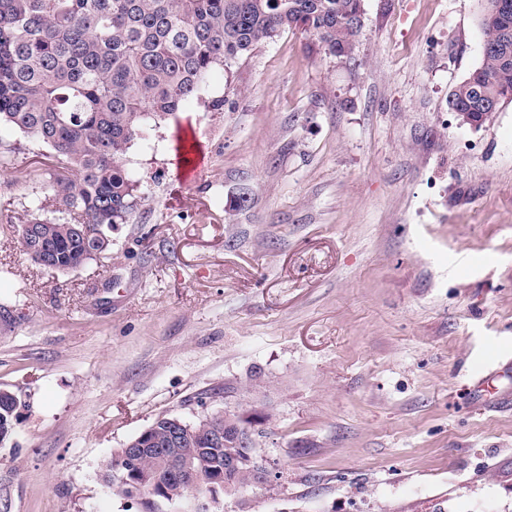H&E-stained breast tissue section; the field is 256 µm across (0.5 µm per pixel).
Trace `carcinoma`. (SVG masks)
<instances>
[{
  "instance_id": "obj_1",
  "label": "carcinoma",
  "mask_w": 512,
  "mask_h": 512,
  "mask_svg": "<svg viewBox=\"0 0 512 512\" xmlns=\"http://www.w3.org/2000/svg\"><path fill=\"white\" fill-rule=\"evenodd\" d=\"M483 58L448 96V111L464 112L480 127L512 101V0H481ZM362 0H0V124L51 149L52 189L64 217L30 223L35 241L58 272L95 259L141 202L124 157L144 122L162 120L194 96L216 66L232 67L282 33L301 30L325 53L349 58L361 27ZM19 400L0 389V440L13 432ZM223 440L214 423H190L177 448L198 456L209 479L234 487L254 483L256 444L237 431L248 421L233 412ZM170 415L135 437L140 452L118 448L105 466L112 494L137 501L140 512L186 500L177 478L162 470L170 447ZM238 467L224 471V459Z\"/></svg>"
}]
</instances>
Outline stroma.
Segmentation results:
<instances>
[{"mask_svg": "<svg viewBox=\"0 0 512 512\" xmlns=\"http://www.w3.org/2000/svg\"><path fill=\"white\" fill-rule=\"evenodd\" d=\"M479 11L363 0L352 58L291 30L215 68L134 141L138 210L65 274L16 232L61 208L50 150L0 125L10 512H138L114 449L219 410L276 475L219 512H512V405H469L512 362V102L478 128L447 109ZM18 398L7 389H0V440H5L13 432L18 420Z\"/></svg>", "mask_w": 512, "mask_h": 512, "instance_id": "1", "label": "stroma"}]
</instances>
